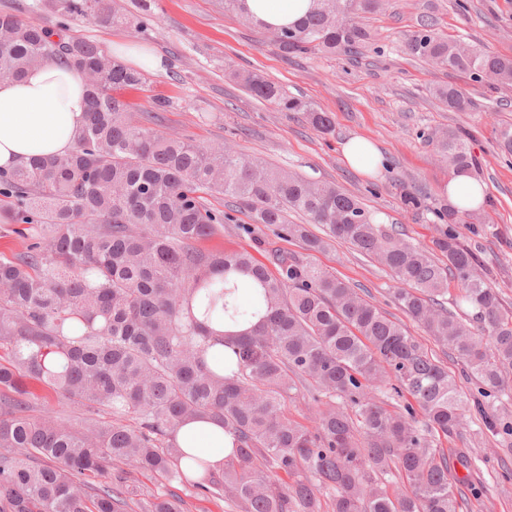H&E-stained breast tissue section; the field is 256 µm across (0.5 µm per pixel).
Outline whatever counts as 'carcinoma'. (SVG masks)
<instances>
[{"label": "carcinoma", "mask_w": 512, "mask_h": 512, "mask_svg": "<svg viewBox=\"0 0 512 512\" xmlns=\"http://www.w3.org/2000/svg\"><path fill=\"white\" fill-rule=\"evenodd\" d=\"M150 3L139 0L141 13L131 17L115 0H39L58 19L53 28L0 10V78L20 81L50 60L96 77L73 152L0 169L8 219L36 231L23 251L0 259V512H184L181 496L140 490L136 471L222 498L232 512H458L465 491L477 497L484 488L475 479L478 451L442 448L437 437L458 433L473 410L499 438L500 457L512 456V419L493 405L512 391V311L456 230L467 218L482 223L484 209L461 214L405 190L406 209L445 225L434 242L442 264L333 183L268 168L229 144L204 148L156 131L154 113L169 103L130 111L114 91L143 77L69 28L89 21L143 33ZM313 3L297 27L275 31L282 53L353 54L371 43L364 19L382 0ZM405 49L440 71L512 86V57L450 40L429 16ZM228 76L253 98L331 131L327 113L263 74ZM432 95L450 112L477 108L452 83ZM420 137L446 160L448 175L480 171L470 130ZM208 196L247 214L246 232L265 261L246 249L197 246L228 220ZM290 210L325 236L288 223ZM287 239L307 251L339 240L379 263L397 284L395 304L465 365L479 397L462 393L402 322L279 246ZM450 277L456 306L469 308L461 315L441 302ZM241 288L245 307L229 301ZM198 295L200 320L190 308ZM216 319L250 323L231 334V362L209 359ZM27 378L81 404L83 421L68 424L50 409L31 416ZM299 397L319 408L309 427L286 411ZM204 417L224 424L236 448L223 471L194 478L178 465L174 432ZM452 459L465 476L452 471Z\"/></svg>", "instance_id": "obj_1"}]
</instances>
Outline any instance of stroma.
<instances>
[{
	"instance_id": "obj_1",
	"label": "stroma",
	"mask_w": 512,
	"mask_h": 512,
	"mask_svg": "<svg viewBox=\"0 0 512 512\" xmlns=\"http://www.w3.org/2000/svg\"><path fill=\"white\" fill-rule=\"evenodd\" d=\"M152 10L143 35L87 21L70 24L74 36L99 48L122 38L163 57L162 71L147 75L144 85L120 90L134 111L147 108L151 98L168 99L171 106L160 112L157 129L189 136L203 147L225 142L248 157L335 182L357 196L377 223L396 225L421 246L431 247L440 226L429 212L406 210L401 194L416 187L439 201L448 181L447 164L422 135L448 125L470 128L473 151L482 162L479 177L495 206L486 212V228L477 231L462 224L458 231L475 244L490 284L512 308V157L502 156L495 140L498 128L512 125V87L491 90L466 74L437 70L405 51L407 35L426 15L449 38L512 57V0H384L368 20L374 35L371 47L354 55L297 57L285 56L266 30L245 25L219 0H155ZM233 69L259 70L289 94L312 101L331 114L333 132L321 133L302 116L255 100L228 79ZM436 83L467 89L477 110L448 111L430 94ZM354 136L368 138L381 152L384 163L374 174L362 175L346 165L341 146ZM303 258L365 289L387 314L402 318L392 298V279L371 258L337 241ZM26 386L33 414L49 407L68 423L83 418L81 405L37 381H27ZM447 445L475 448L487 458L481 474L488 493L483 501L467 500L463 512H512V480L497 476V442L483 426L468 419Z\"/></svg>"
}]
</instances>
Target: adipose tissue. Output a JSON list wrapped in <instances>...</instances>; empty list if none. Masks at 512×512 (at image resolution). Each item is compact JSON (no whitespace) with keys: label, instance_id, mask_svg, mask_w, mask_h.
Returning a JSON list of instances; mask_svg holds the SVG:
<instances>
[{"label":"adipose tissue","instance_id":"obj_1","mask_svg":"<svg viewBox=\"0 0 512 512\" xmlns=\"http://www.w3.org/2000/svg\"><path fill=\"white\" fill-rule=\"evenodd\" d=\"M247 13L270 27L298 25L312 0H244ZM83 73L48 61L20 81L0 80V168H14L33 157L72 152L85 123ZM175 442L184 453L179 463L192 474L222 471L234 438L222 424L204 418L179 425Z\"/></svg>","mask_w":512,"mask_h":512}]
</instances>
